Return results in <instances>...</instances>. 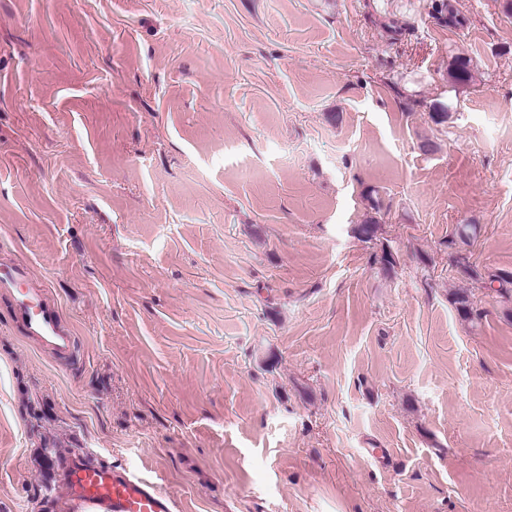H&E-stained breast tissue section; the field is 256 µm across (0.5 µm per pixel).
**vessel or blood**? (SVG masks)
<instances>
[{
	"mask_svg": "<svg viewBox=\"0 0 512 512\" xmlns=\"http://www.w3.org/2000/svg\"><path fill=\"white\" fill-rule=\"evenodd\" d=\"M17 310L30 335L38 337L56 354L67 355L71 338L57 311L40 292L20 291ZM70 512H177L175 499L151 479L130 470L92 466L74 461L65 471Z\"/></svg>",
	"mask_w": 512,
	"mask_h": 512,
	"instance_id": "b4317fda",
	"label": "vessel or blood"
}]
</instances>
